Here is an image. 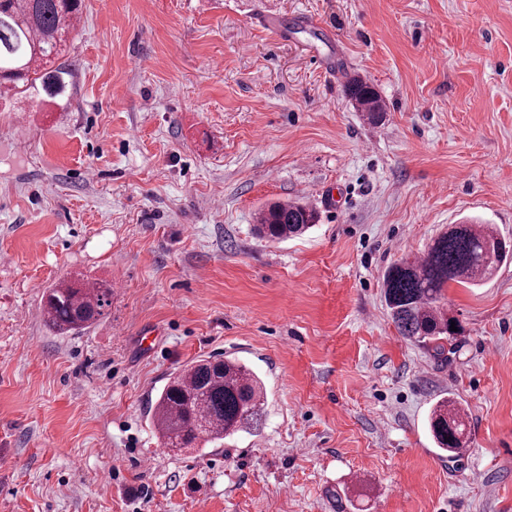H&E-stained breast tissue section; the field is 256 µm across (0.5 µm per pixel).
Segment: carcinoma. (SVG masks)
<instances>
[{"label": "carcinoma", "mask_w": 512, "mask_h": 512, "mask_svg": "<svg viewBox=\"0 0 512 512\" xmlns=\"http://www.w3.org/2000/svg\"><path fill=\"white\" fill-rule=\"evenodd\" d=\"M82 0H0V87L4 92L34 90L65 83V72L47 64L61 53L62 36L74 28ZM348 93L370 122L385 112L368 83L355 80ZM257 232L271 241L303 234L318 213L298 202L275 203L258 214ZM512 247L486 224H450L426 254L392 265L384 275L383 294L400 335L445 352L456 335L454 317L444 308L448 283L477 285L503 262ZM47 325L60 335L76 334L94 323L112 301L107 281H60L43 295ZM264 404L258 377L236 359H199L168 378L150 406L163 447L171 451L218 443L246 430L261 417ZM437 447L457 454L467 443L466 424L454 403L438 402L429 417Z\"/></svg>", "instance_id": "1"}]
</instances>
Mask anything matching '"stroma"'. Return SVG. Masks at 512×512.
Returning <instances> with one entry per match:
<instances>
[{"label": "stroma", "mask_w": 512, "mask_h": 512, "mask_svg": "<svg viewBox=\"0 0 512 512\" xmlns=\"http://www.w3.org/2000/svg\"><path fill=\"white\" fill-rule=\"evenodd\" d=\"M56 62L59 94L0 99V512H512V261L449 284L441 355L383 296L448 225L512 242V0H83ZM286 201L319 222L257 237ZM76 276L112 304L58 336L42 295ZM220 355L261 379L260 424L164 450L149 405ZM347 90L356 110L363 112L369 122H376L383 116L384 103L370 84L355 80ZM429 429L437 447L443 452L458 454L467 443L466 424L451 400L438 402L429 417Z\"/></svg>", "instance_id": "1"}]
</instances>
